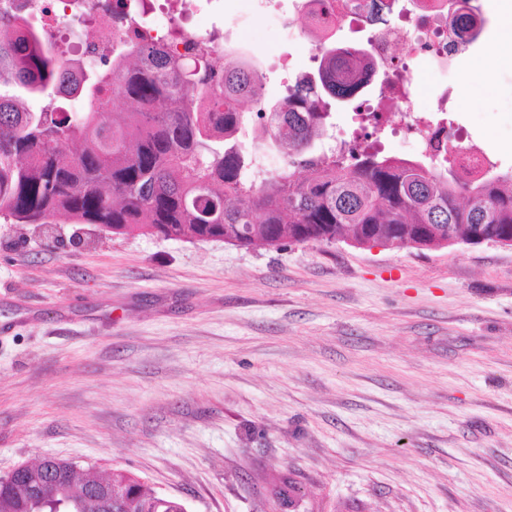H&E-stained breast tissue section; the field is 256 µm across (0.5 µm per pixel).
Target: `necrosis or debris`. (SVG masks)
<instances>
[{
    "instance_id": "necrosis-or-debris-1",
    "label": "necrosis or debris",
    "mask_w": 512,
    "mask_h": 512,
    "mask_svg": "<svg viewBox=\"0 0 512 512\" xmlns=\"http://www.w3.org/2000/svg\"><path fill=\"white\" fill-rule=\"evenodd\" d=\"M196 0H0V5L21 7L31 18L47 22L50 28L74 36V24L92 36L94 49L78 43L75 52H63L62 62L72 78H80L95 59V51L110 45L130 29L169 39L173 29L183 27L186 6ZM297 12L306 21L310 37L321 38L331 31L349 27L367 32V64L357 78L370 84L374 74L385 82L377 100H359L365 117L359 137L376 139V127L384 117L395 118V131L416 143L425 153L447 146L454 166L463 178L478 176L490 158L470 144L465 129L449 130L447 141L434 134L435 126L420 112L415 102L418 82L415 69L446 66L481 36L478 29L452 25L454 12L475 13L471 0H294Z\"/></svg>"
}]
</instances>
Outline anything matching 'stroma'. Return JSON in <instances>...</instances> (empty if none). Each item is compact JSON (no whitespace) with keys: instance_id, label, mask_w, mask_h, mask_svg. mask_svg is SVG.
I'll return each instance as SVG.
<instances>
[{"instance_id":"35a3bbf8","label":"stroma","mask_w":512,"mask_h":512,"mask_svg":"<svg viewBox=\"0 0 512 512\" xmlns=\"http://www.w3.org/2000/svg\"><path fill=\"white\" fill-rule=\"evenodd\" d=\"M485 29L424 106L512 172ZM264 96L317 66L255 18ZM130 471L189 512H512V249L239 248L0 218V476ZM302 495L283 498L288 479Z\"/></svg>"}]
</instances>
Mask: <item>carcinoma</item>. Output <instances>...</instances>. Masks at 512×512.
Returning a JSON list of instances; mask_svg holds the SVG:
<instances>
[{
  "label": "carcinoma",
  "mask_w": 512,
  "mask_h": 512,
  "mask_svg": "<svg viewBox=\"0 0 512 512\" xmlns=\"http://www.w3.org/2000/svg\"><path fill=\"white\" fill-rule=\"evenodd\" d=\"M185 52L133 33L73 83L55 41L22 12L0 13V216L17 224L62 218L114 235H152L239 247L284 242L424 247L475 224L512 236V174L462 180L445 154L427 164L344 142L324 149L331 103L361 84L362 50L318 45L320 62L274 103L259 66L233 52L224 67L213 45L181 34ZM48 103L28 108L17 91ZM137 103L116 112L112 101ZM78 99L79 112L56 100ZM66 485L42 503L19 491L26 471L0 483V512H102L90 488L112 486L134 512H182L139 476L84 474L56 460Z\"/></svg>",
  "instance_id": "obj_1"
}]
</instances>
